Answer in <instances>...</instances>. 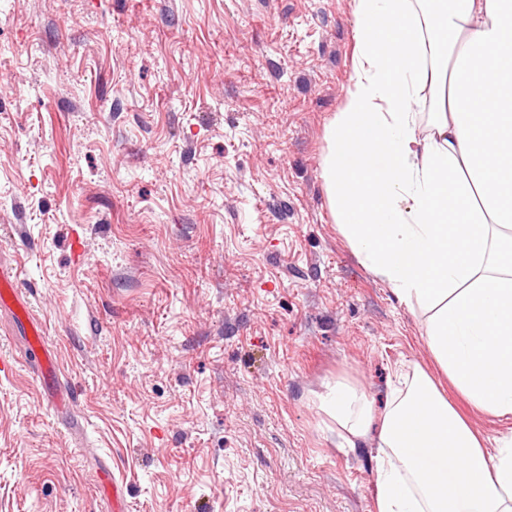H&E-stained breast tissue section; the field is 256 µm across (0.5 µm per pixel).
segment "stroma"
Returning <instances> with one entry per match:
<instances>
[{
    "instance_id": "obj_1",
    "label": "stroma",
    "mask_w": 512,
    "mask_h": 512,
    "mask_svg": "<svg viewBox=\"0 0 512 512\" xmlns=\"http://www.w3.org/2000/svg\"><path fill=\"white\" fill-rule=\"evenodd\" d=\"M353 0H0V266L70 400L0 312V512H374L383 408L427 313L353 253L322 182ZM315 400L320 413L336 424V431L349 448L365 444L376 417L372 402L355 384L337 379L322 393H315Z\"/></svg>"
}]
</instances>
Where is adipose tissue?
Listing matches in <instances>:
<instances>
[{
	"instance_id": "ef3b65f1",
	"label": "adipose tissue",
	"mask_w": 512,
	"mask_h": 512,
	"mask_svg": "<svg viewBox=\"0 0 512 512\" xmlns=\"http://www.w3.org/2000/svg\"><path fill=\"white\" fill-rule=\"evenodd\" d=\"M357 51L322 180L362 263L428 312L427 346L476 410L512 416V0H354ZM428 87L419 126L413 102ZM376 448L375 512H512V437L488 446L420 366L383 414L352 382L315 397Z\"/></svg>"
}]
</instances>
